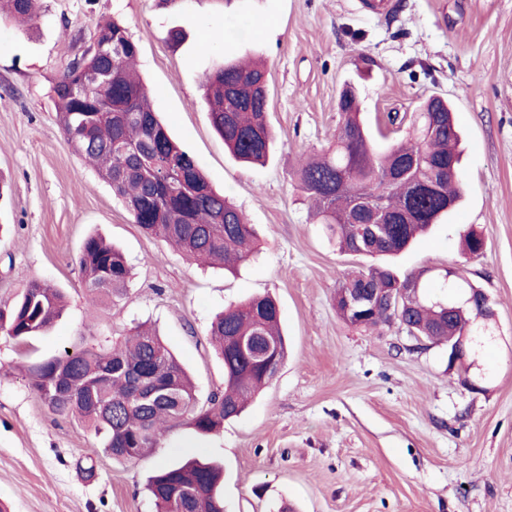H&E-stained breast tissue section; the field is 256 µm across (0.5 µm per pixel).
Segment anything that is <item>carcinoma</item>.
Masks as SVG:
<instances>
[{"label": "carcinoma", "mask_w": 512, "mask_h": 512, "mask_svg": "<svg viewBox=\"0 0 512 512\" xmlns=\"http://www.w3.org/2000/svg\"><path fill=\"white\" fill-rule=\"evenodd\" d=\"M40 0H0L15 18L37 15ZM96 44L75 59L53 87L56 111L67 143L97 167L142 232L160 239L190 261L211 260L228 269L256 250L252 225L216 192L195 158L177 145L153 111L147 88L134 76L139 47L118 21L98 26ZM104 78L88 84L85 71ZM267 74L259 65L234 58L204 79L205 99L215 131L240 161L264 164L274 138L267 112ZM336 141L321 155L298 163L295 176L318 223L336 236L344 252L393 256L407 249L433 224L448 217L460 198L454 112L440 97L412 115L388 116L408 122L405 137L379 149L361 116L357 96L342 92ZM152 154L154 165L141 156ZM91 300L120 294L130 270L123 254L97 236L88 237L79 257ZM426 271L403 276L390 266L346 276L336 288V308L349 324L370 328L399 320L416 336L457 342L488 319L468 302L470 283L462 274L443 276L438 294L425 291ZM353 288H389L393 305L356 311L347 304ZM63 309V296L40 279L31 280L11 301L0 302V330L25 340L47 331ZM210 333L224 361V392L207 406L179 360L157 334L143 325L112 346H85L34 361L25 367L32 387L56 414L78 419L114 459L143 456L170 429L188 425L208 435L239 416L248 400L276 375L287 352L280 308L269 295L224 308ZM147 375L165 396L141 399ZM222 469L192 459L157 469L147 489L159 512H179L180 497L194 496L187 512H220Z\"/></svg>", "instance_id": "cac0c4a2"}]
</instances>
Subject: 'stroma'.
Segmentation results:
<instances>
[{
    "mask_svg": "<svg viewBox=\"0 0 512 512\" xmlns=\"http://www.w3.org/2000/svg\"><path fill=\"white\" fill-rule=\"evenodd\" d=\"M41 0L37 18L0 20V301L32 279L67 295L45 334L0 330V512H156L146 484L189 458L224 467L226 512H512V0ZM123 23L137 70L171 137L253 224L259 253L238 271L201 267L145 236L111 188L64 139L53 86ZM223 40H209L210 32ZM262 58L274 151L246 166L212 126L202 81L225 54ZM356 87L373 133L404 136L388 114L448 100L461 131L462 197L444 223L394 260L427 269L428 289L463 270L489 298L491 338L467 374L447 344L399 324L352 326L336 310L343 275L372 265L339 251L297 186L301 156L333 143L337 99ZM484 239L464 254L467 231ZM99 234L124 254L123 294L92 302L77 266ZM269 294L288 355L244 413L215 434L188 426L144 458L116 460L53 413L24 371L87 344L153 325L191 375L199 404L224 388L208 335L214 315Z\"/></svg>",
    "mask_w": 512,
    "mask_h": 512,
    "instance_id": "1",
    "label": "stroma"
}]
</instances>
